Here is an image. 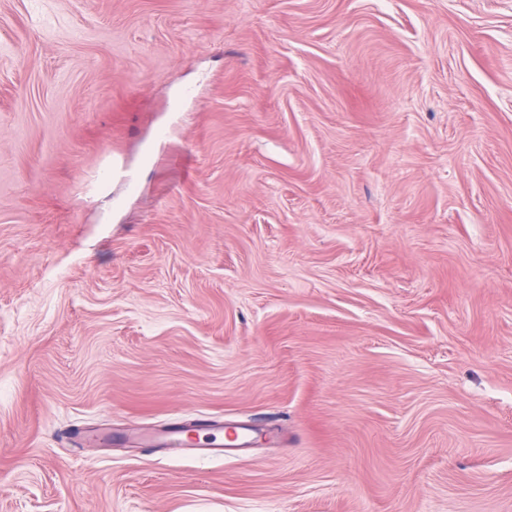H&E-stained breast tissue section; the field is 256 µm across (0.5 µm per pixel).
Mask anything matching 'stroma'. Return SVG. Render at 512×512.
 Wrapping results in <instances>:
<instances>
[{
  "label": "stroma",
  "mask_w": 512,
  "mask_h": 512,
  "mask_svg": "<svg viewBox=\"0 0 512 512\" xmlns=\"http://www.w3.org/2000/svg\"><path fill=\"white\" fill-rule=\"evenodd\" d=\"M0 512H512V0H0ZM213 422H206V424L212 428H216L220 433H222V440L212 441L210 445L211 448H197L196 444L188 445L186 441L182 438V434L185 432L186 428L193 429L197 426V422L191 426H183L181 423L174 424L171 428L164 431L160 436L154 439L153 435L142 431L141 429H130L123 436L126 439H133L140 441L143 444L150 445L154 448L156 446H174L175 448H183L186 453L191 457H195L192 454H208V455H216L223 456L225 452L234 451L237 448H245L249 445V435L245 432L244 428L236 427L238 438L235 442H231L228 446L224 443V425L223 424H212ZM225 447V448H224ZM190 453V454H189Z\"/></svg>",
  "instance_id": "stroma-1"
}]
</instances>
